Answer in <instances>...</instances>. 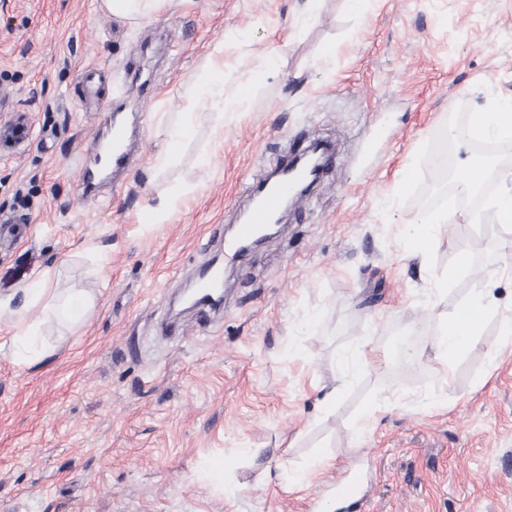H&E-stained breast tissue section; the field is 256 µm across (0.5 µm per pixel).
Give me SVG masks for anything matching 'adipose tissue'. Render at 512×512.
<instances>
[{
    "mask_svg": "<svg viewBox=\"0 0 512 512\" xmlns=\"http://www.w3.org/2000/svg\"><path fill=\"white\" fill-rule=\"evenodd\" d=\"M490 311L491 288L487 285L474 289L456 308L436 347L435 359L441 367H449L451 360L480 336Z\"/></svg>",
    "mask_w": 512,
    "mask_h": 512,
    "instance_id": "obj_1",
    "label": "adipose tissue"
}]
</instances>
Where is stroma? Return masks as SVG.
<instances>
[{"label": "stroma", "instance_id": "stroma-1", "mask_svg": "<svg viewBox=\"0 0 512 512\" xmlns=\"http://www.w3.org/2000/svg\"><path fill=\"white\" fill-rule=\"evenodd\" d=\"M304 2L173 0L137 24L101 0H0V219L20 227L0 229V299L46 350L20 363L0 317V512H512V237L458 207L431 265L400 241L421 207L393 201L450 104L512 100V0H323L309 21ZM258 71L244 112L194 109L158 168L187 85L233 100ZM120 97L143 114L140 160L84 199L80 153ZM315 139L333 166L225 267L224 306L201 326L179 301L223 256L243 182ZM163 202L168 219L144 223ZM466 248L493 307L444 374L439 330L478 282L439 298L431 271ZM47 270L59 301L94 296L80 324L27 307ZM418 326L423 374L403 381L394 338ZM356 467L363 499L337 505Z\"/></svg>", "mask_w": 512, "mask_h": 512}]
</instances>
